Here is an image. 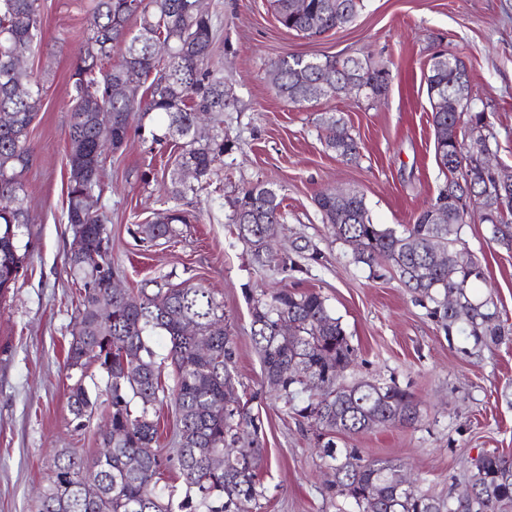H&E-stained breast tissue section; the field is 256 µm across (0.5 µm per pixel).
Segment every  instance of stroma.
I'll use <instances>...</instances> for the list:
<instances>
[{
    "label": "stroma",
    "instance_id": "1",
    "mask_svg": "<svg viewBox=\"0 0 512 512\" xmlns=\"http://www.w3.org/2000/svg\"><path fill=\"white\" fill-rule=\"evenodd\" d=\"M44 37L25 53L42 86V107L29 128L33 148L24 174L29 221L22 228L24 267L0 297V512H34L56 449L102 445L105 413L77 428L68 411L76 379L66 365L78 291L64 259L75 238L63 214L68 184V91L72 63L87 30L91 0H40ZM218 25L217 59L229 109L222 130L233 143L197 194L174 198L171 145L152 139L150 115L126 146L109 154L97 202L108 218L112 266L129 291L143 286L213 289L237 341L233 379L259 416L265 496L258 512H355L330 489L334 474L320 457L317 430L289 414L269 390L251 340L250 309L261 291L285 288L324 297L356 352L345 382L395 381L420 409L411 427L390 426L341 439L344 448L387 459L442 498L470 487L483 453L512 458V248L472 218L461 249L483 268L471 290L489 301L508 331L495 344L445 332L390 269L369 272L323 224L314 199L326 189L363 194L373 223L402 228L434 201L445 182L436 162L426 73L432 54L461 58L496 134L499 165L512 170V0H364L356 21L307 39L285 29L272 0H204ZM290 55L368 57L392 62L378 101L325 97L300 106L273 88L272 65ZM341 117L360 143L356 160L328 149L322 114ZM279 186L285 221L279 259L254 263L237 240L230 202L246 186ZM178 208L188 217L172 239L141 240V224ZM302 269H283L299 246Z\"/></svg>",
    "mask_w": 512,
    "mask_h": 512
}]
</instances>
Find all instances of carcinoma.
Instances as JSON below:
<instances>
[{"label": "carcinoma", "instance_id": "1", "mask_svg": "<svg viewBox=\"0 0 512 512\" xmlns=\"http://www.w3.org/2000/svg\"><path fill=\"white\" fill-rule=\"evenodd\" d=\"M278 22L308 37L351 24L363 0H307L304 10L294 0H275ZM43 37L40 0H0V296L15 282L25 260L20 236L28 217L22 202L24 174L31 159L28 129L41 109V89L30 72L15 61V52L30 49ZM218 28L198 0H93L89 28L73 66L69 90L68 154L81 156L80 167L69 165L66 221L82 230L86 249L65 259L74 280L81 282L76 330L68 351V368L79 373L70 388L68 408L77 426L90 424L98 397L85 385L92 364L106 375L107 413L119 438L103 441L89 455L81 448L58 450L38 498L37 512H253L264 489L258 478L263 461L261 426L241 403L231 368L236 342L224 306L206 288H168L136 294H115L110 288L106 217L90 203L102 187L107 146L116 151L134 123L158 114L164 135L182 140L172 164L175 196L196 192L223 163L229 144L216 133L195 132L199 114L223 122L224 80L214 67ZM174 54H155L158 42ZM118 53L117 62L112 54ZM112 62L109 70L103 66ZM368 71L373 85L367 93L387 88L378 82L391 75L390 63L368 58L305 57L280 59L274 87L292 104L336 95L343 68ZM427 93L432 102L456 95L470 85L463 61L451 53L430 59ZM485 113L477 108L458 115L432 112L435 135L448 136V123L462 124L461 141L435 140L446 181L435 201L448 189L469 186L458 156L494 140L485 129ZM327 148L342 158L358 155L356 139L342 119H322ZM195 172V183L184 169ZM315 202L323 223L336 239L353 250L354 261L370 272L390 265L417 295L431 317L449 330L461 323L477 342L496 343L504 335L497 311L489 302L475 303L471 281L481 276L466 252L456 249L469 218L451 210L445 224H434L430 208L398 231L374 224L365 198L357 191L338 200L321 192ZM284 220L280 189L271 184L247 186L232 201L231 221L238 238L258 263L276 260L268 246L273 225ZM186 222L170 210L142 227L147 238L172 235L173 225ZM500 243L512 244V211L495 212L486 220ZM455 249L451 267L436 262L431 241ZM455 296L448 305V293ZM290 326L283 334L281 316ZM162 331L171 343L168 359L174 375L170 391L162 385V363L156 361L148 336ZM251 339L268 386L285 399L293 414L320 429L321 458L335 474L336 495L353 502L356 512H512V459L485 454L477 459L479 478L471 500H440L419 488L401 486L398 466L367 459L355 448H339L338 435L353 436L394 425L413 426L419 408L412 393L395 381H343L355 351L338 318L316 292L278 291L254 300ZM176 413L175 447L157 448L150 456L141 449L156 441L155 407L164 399ZM182 478L184 496L162 483L165 472Z\"/></svg>", "mask_w": 512, "mask_h": 512}]
</instances>
